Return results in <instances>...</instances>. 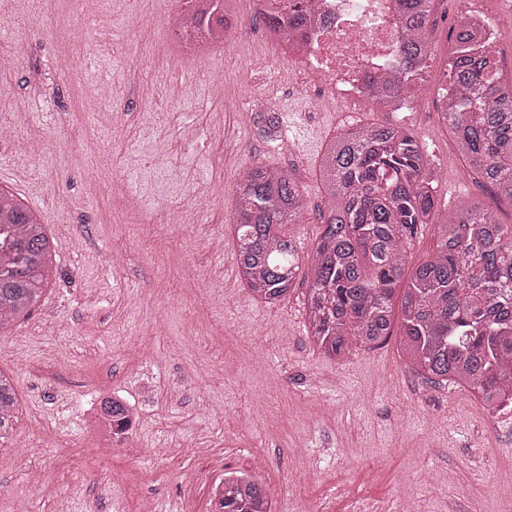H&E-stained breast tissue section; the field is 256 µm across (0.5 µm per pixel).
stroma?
I'll list each match as a JSON object with an SVG mask.
<instances>
[{"instance_id": "obj_1", "label": "stroma", "mask_w": 512, "mask_h": 512, "mask_svg": "<svg viewBox=\"0 0 512 512\" xmlns=\"http://www.w3.org/2000/svg\"><path fill=\"white\" fill-rule=\"evenodd\" d=\"M15 17L0 53L29 37L22 60L0 70V122L40 125L44 157L21 138L0 140V186L38 211L53 237L58 271L21 325L0 330V370L22 403L0 440V512H214L212 485L230 472L260 475L272 512H512V409L488 414L474 395L423 382L402 361L397 338L345 359L310 342L302 305L307 280L275 305L241 284L211 294L237 267L233 194L243 169H292L308 210L292 229L301 253L322 231L324 147L348 113L312 110L287 72L253 0L231 11L250 28L245 47L217 46L183 59L164 21V0H120L104 30L89 27L83 0H0ZM459 13L435 0L438 50L413 110L362 104V123L410 129L438 173L433 224L408 253L418 264L436 244L435 221L476 199L512 224V203L461 176L459 154L436 113ZM254 51L270 58L258 95L238 96L236 75ZM80 52V72L54 67ZM149 68L151 102L131 82ZM181 82L178 101L169 81ZM278 111L293 150L269 144L254 115ZM184 179L168 184V168ZM212 191L197 226L178 223L194 196ZM65 195L67 212L57 208ZM143 211L127 213L129 196ZM125 248L120 271L101 248ZM112 391L139 419L110 453L87 431V399Z\"/></svg>"}]
</instances>
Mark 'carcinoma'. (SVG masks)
<instances>
[{
    "mask_svg": "<svg viewBox=\"0 0 512 512\" xmlns=\"http://www.w3.org/2000/svg\"><path fill=\"white\" fill-rule=\"evenodd\" d=\"M404 64L422 69L434 54L429 26L434 0H402ZM494 45L461 20L448 67L454 94L442 120L466 169L491 193L512 202V82L498 77ZM404 91L394 74L368 88L377 104ZM259 135L281 137L278 116L263 112ZM327 210L307 256L308 336L326 357L373 348L392 336L399 304L404 362L430 384L473 393L488 413L512 395V224L479 202L448 212L436 245L414 268L407 249L436 207L437 175L417 137L390 123L345 127L321 163ZM238 274L253 299L275 305L293 289L301 258L285 225L299 224L307 201L291 170L256 163L233 195ZM0 226L11 230L0 252V329L29 317L55 274V248L41 216L0 188ZM19 406L10 376L0 371V439L13 430ZM135 416L112 397V434ZM219 512H271L253 475H228L214 489Z\"/></svg>",
    "mask_w": 512,
    "mask_h": 512,
    "instance_id": "carcinoma-1",
    "label": "carcinoma"
}]
</instances>
